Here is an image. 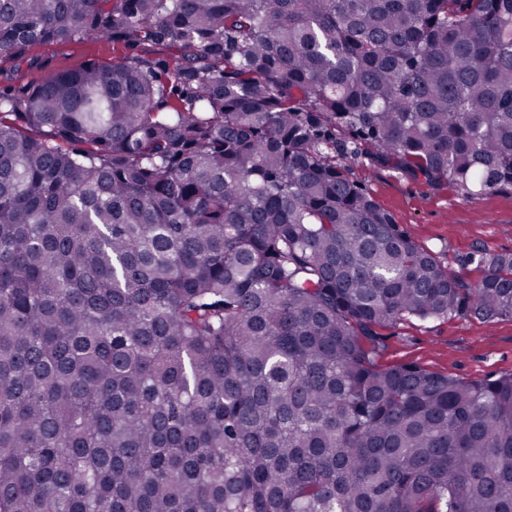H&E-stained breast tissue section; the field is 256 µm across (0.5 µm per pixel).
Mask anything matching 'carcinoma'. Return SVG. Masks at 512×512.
<instances>
[{
    "mask_svg": "<svg viewBox=\"0 0 512 512\" xmlns=\"http://www.w3.org/2000/svg\"><path fill=\"white\" fill-rule=\"evenodd\" d=\"M0 512H512V376L377 362L512 318L354 180L512 188V0H0ZM47 58L53 71L76 69L90 60L109 61L123 57L127 50L112 41L88 39L70 43L42 45L34 49Z\"/></svg>",
    "mask_w": 512,
    "mask_h": 512,
    "instance_id": "cac0c4a2",
    "label": "carcinoma"
}]
</instances>
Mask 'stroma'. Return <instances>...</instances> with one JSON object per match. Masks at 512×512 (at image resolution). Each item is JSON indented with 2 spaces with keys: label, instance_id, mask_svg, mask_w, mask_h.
<instances>
[{
  "label": "stroma",
  "instance_id": "obj_1",
  "mask_svg": "<svg viewBox=\"0 0 512 512\" xmlns=\"http://www.w3.org/2000/svg\"><path fill=\"white\" fill-rule=\"evenodd\" d=\"M52 70L125 55L123 46L88 39L37 47ZM354 178L417 243L455 270L469 273V256L486 248L512 252V189L469 197L447 185L414 182L395 172L357 165ZM381 363H411L463 381L512 375V319H411L383 330Z\"/></svg>",
  "mask_w": 512,
  "mask_h": 512
}]
</instances>
